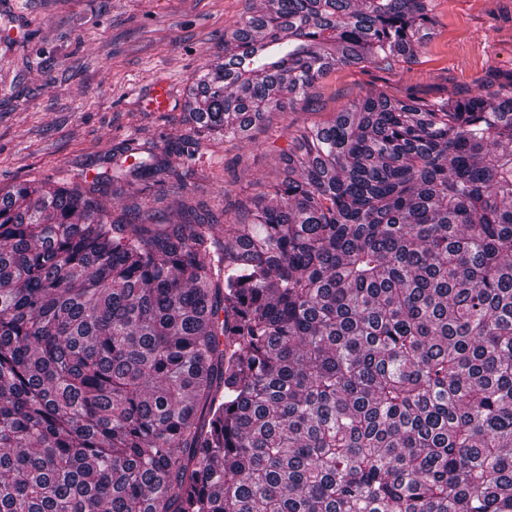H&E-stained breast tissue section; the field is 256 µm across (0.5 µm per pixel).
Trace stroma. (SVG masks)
Listing matches in <instances>:
<instances>
[{
    "instance_id": "obj_1",
    "label": "stroma",
    "mask_w": 512,
    "mask_h": 512,
    "mask_svg": "<svg viewBox=\"0 0 512 512\" xmlns=\"http://www.w3.org/2000/svg\"><path fill=\"white\" fill-rule=\"evenodd\" d=\"M264 0H0V187L95 176L127 139L168 157L182 182L151 185L158 215L236 212L285 176L294 133L366 94L467 97L512 74V0H432L434 23L410 59L330 69L287 112H269L244 140L203 141L179 154L188 88L222 60L225 35ZM170 98L148 100L157 82Z\"/></svg>"
}]
</instances>
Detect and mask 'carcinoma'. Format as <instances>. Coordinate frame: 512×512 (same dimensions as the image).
Here are the masks:
<instances>
[{
	"label": "carcinoma",
	"mask_w": 512,
	"mask_h": 512,
	"mask_svg": "<svg viewBox=\"0 0 512 512\" xmlns=\"http://www.w3.org/2000/svg\"><path fill=\"white\" fill-rule=\"evenodd\" d=\"M430 0H265L190 89L245 139L329 69L414 56ZM232 223L159 221L134 139L0 189V512H512V76L303 128Z\"/></svg>",
	"instance_id": "cac0c4a2"
}]
</instances>
